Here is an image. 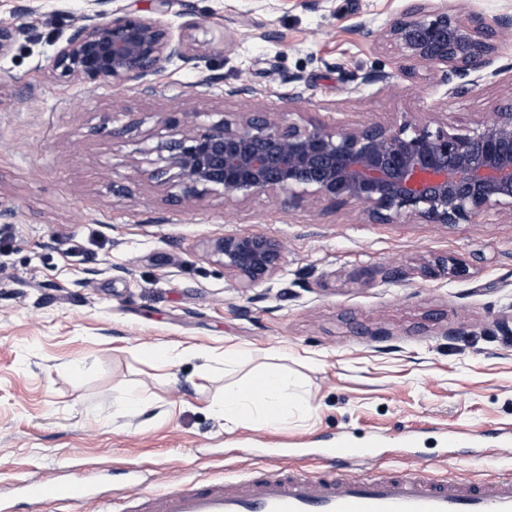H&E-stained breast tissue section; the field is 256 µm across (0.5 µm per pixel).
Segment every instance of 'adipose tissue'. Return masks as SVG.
I'll return each mask as SVG.
<instances>
[{
  "label": "adipose tissue",
  "mask_w": 512,
  "mask_h": 512,
  "mask_svg": "<svg viewBox=\"0 0 512 512\" xmlns=\"http://www.w3.org/2000/svg\"><path fill=\"white\" fill-rule=\"evenodd\" d=\"M294 381L283 369L266 365L244 381L225 388L215 407L224 431H233L242 423L274 427L288 415Z\"/></svg>",
  "instance_id": "adipose-tissue-1"
}]
</instances>
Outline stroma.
<instances>
[{"instance_id": "obj_1", "label": "stroma", "mask_w": 512, "mask_h": 512, "mask_svg": "<svg viewBox=\"0 0 512 512\" xmlns=\"http://www.w3.org/2000/svg\"><path fill=\"white\" fill-rule=\"evenodd\" d=\"M38 39L0 59V486L69 468L116 470L112 496L253 468L328 467L317 454L339 434L374 440L348 476L417 468L489 480L512 467V219L469 224H372L356 205L260 193L208 195L179 206L135 165L176 112L277 113L303 125H398L433 117L467 127L512 110V32L501 69L453 96L427 66L403 75L395 49L362 36L384 29L407 0H194L197 67L163 64L143 92L55 78L51 57L83 0H37ZM275 32L263 40L259 30ZM219 85L201 78L208 67ZM390 73L389 82H364ZM301 76L292 103L289 76ZM242 87L228 98L225 86ZM126 189L113 196V186ZM266 234L286 246L282 270L244 291L208 255L211 238ZM448 255L465 275L426 276ZM402 277H392V270ZM180 350L169 363L144 352ZM207 358H200L199 350ZM298 383L303 410L274 428L224 431L211 410L225 386L266 364ZM149 397L138 411L125 393ZM481 438L452 448L448 429ZM417 444L406 448L404 435ZM154 476L136 486L121 470Z\"/></svg>"}]
</instances>
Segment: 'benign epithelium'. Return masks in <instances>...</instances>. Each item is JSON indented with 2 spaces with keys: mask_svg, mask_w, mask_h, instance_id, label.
I'll return each mask as SVG.
<instances>
[{
  "mask_svg": "<svg viewBox=\"0 0 512 512\" xmlns=\"http://www.w3.org/2000/svg\"><path fill=\"white\" fill-rule=\"evenodd\" d=\"M71 33L56 48L51 68L66 82L112 87L130 81L151 85L162 64L198 59L191 35L175 37L161 20L115 0H84ZM512 15L487 22L463 14L453 0H409L380 33L400 56L402 71L418 65L440 74L457 97L477 85L472 75L491 69L499 36ZM35 36L34 26L0 19V58ZM184 112L147 154L150 179L178 189L177 202L214 194L229 201L256 193L286 192L294 201L318 197L333 205L364 208L372 224H465L479 214L512 218V111L494 112L461 131L436 118L399 126L357 127L285 123L271 112H244L235 121L211 112ZM210 255L241 288L271 280L285 261L284 243L253 233H224L210 241ZM450 277L462 262L436 264Z\"/></svg>",
  "mask_w": 512,
  "mask_h": 512,
  "instance_id": "benign-epithelium-1",
  "label": "benign epithelium"
}]
</instances>
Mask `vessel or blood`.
<instances>
[{
	"label": "vessel or blood",
	"mask_w": 512,
	"mask_h": 512,
	"mask_svg": "<svg viewBox=\"0 0 512 512\" xmlns=\"http://www.w3.org/2000/svg\"><path fill=\"white\" fill-rule=\"evenodd\" d=\"M374 442L339 437L322 448L333 464L364 465ZM36 512H83L99 500L93 484L80 479L34 475L18 487ZM99 512H112L99 500ZM136 512H512V476L489 484L434 480L416 469L342 478L330 473L309 479L280 469H255L240 480L210 479L141 499Z\"/></svg>",
	"instance_id": "1"
}]
</instances>
